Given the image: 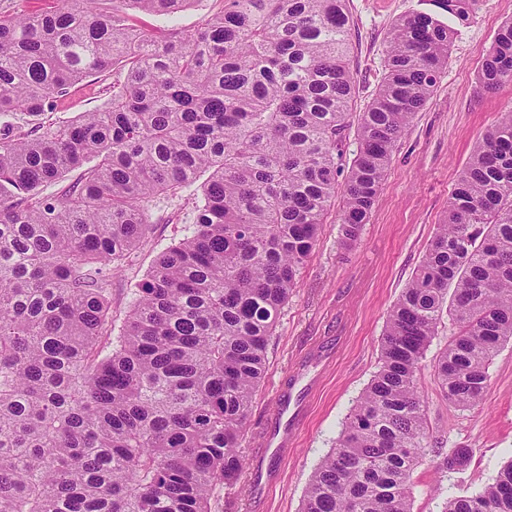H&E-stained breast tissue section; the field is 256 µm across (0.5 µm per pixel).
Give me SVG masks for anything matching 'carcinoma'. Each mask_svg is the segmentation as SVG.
<instances>
[{
    "label": "carcinoma",
    "mask_w": 512,
    "mask_h": 512,
    "mask_svg": "<svg viewBox=\"0 0 512 512\" xmlns=\"http://www.w3.org/2000/svg\"><path fill=\"white\" fill-rule=\"evenodd\" d=\"M48 2L0 15V512H211L220 487L238 512L241 441L280 311L340 186L342 242L359 239L454 29L424 11L395 22L347 165L348 0H221L191 31L145 17L195 0ZM434 2L464 26L481 0ZM108 70L107 106L14 122ZM479 81L512 85V19ZM206 172L194 224L112 335L107 267L148 242L155 198ZM446 318L455 332L433 375L466 410L512 341V109L475 145L302 512H413L420 464L468 461L431 440L417 386ZM443 512H512V462Z\"/></svg>",
    "instance_id": "carcinoma-1"
}]
</instances>
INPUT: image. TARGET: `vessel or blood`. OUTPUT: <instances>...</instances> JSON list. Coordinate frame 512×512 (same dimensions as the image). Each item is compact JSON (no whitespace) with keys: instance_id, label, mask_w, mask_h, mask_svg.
<instances>
[{"instance_id":"vessel-or-blood-1","label":"vessel or blood","mask_w":512,"mask_h":512,"mask_svg":"<svg viewBox=\"0 0 512 512\" xmlns=\"http://www.w3.org/2000/svg\"><path fill=\"white\" fill-rule=\"evenodd\" d=\"M305 405L302 398L280 394L276 401V410L270 427L262 434L260 444L264 453L270 458L272 465L266 471L254 473L252 487L254 493H262L279 476L277 467L288 451L293 432L299 424Z\"/></svg>"}]
</instances>
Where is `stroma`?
<instances>
[{
    "label": "stroma",
    "mask_w": 512,
    "mask_h": 512,
    "mask_svg": "<svg viewBox=\"0 0 512 512\" xmlns=\"http://www.w3.org/2000/svg\"><path fill=\"white\" fill-rule=\"evenodd\" d=\"M433 8L432 0H348L352 112L363 111L381 83L386 41L396 20ZM509 19L512 0H482L470 23L459 28L430 102L396 143L370 221L356 243L342 244L338 214L343 201H333L268 343L266 374L253 397L242 443L247 469H254L262 457L256 440L272 420L280 386L295 391L308 387L305 414L280 464L278 481L258 497L250 477H243L240 512H300L314 469L378 368L388 312L443 222L474 145L512 108V85L487 92L479 84L482 57ZM111 96V73L92 76L56 102L42 120H73L105 106ZM197 204L191 189L154 200L148 244L112 277L115 321H123L157 255L193 223ZM448 334L443 327L433 339L419 388L433 438L448 448L470 449L471 457L465 466L447 472L430 462L419 466L412 477L413 512H442L448 497L479 491L512 461V342L495 355L489 368L491 386L482 402L457 410L449 407L432 373Z\"/></svg>",
    "instance_id": "35a3bbf8"
}]
</instances>
